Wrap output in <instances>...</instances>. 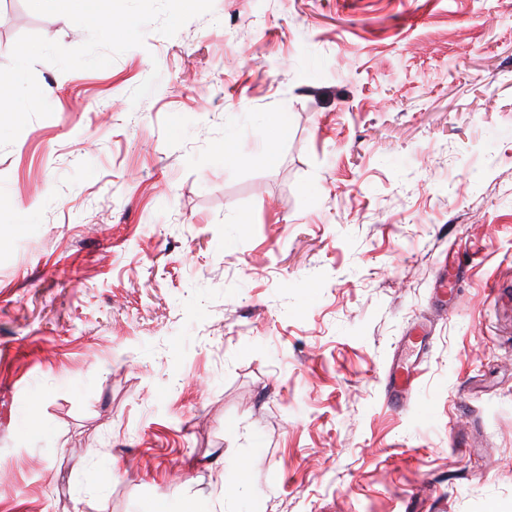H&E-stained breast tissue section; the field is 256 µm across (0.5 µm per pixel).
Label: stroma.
Wrapping results in <instances>:
<instances>
[{
  "label": "stroma",
  "mask_w": 512,
  "mask_h": 512,
  "mask_svg": "<svg viewBox=\"0 0 512 512\" xmlns=\"http://www.w3.org/2000/svg\"><path fill=\"white\" fill-rule=\"evenodd\" d=\"M24 34L87 37L0 0V67ZM34 75L53 114L0 150V512H512V0H214ZM387 398L391 403H401L411 391L410 369L397 368L390 372L386 384Z\"/></svg>",
  "instance_id": "obj_1"
}]
</instances>
